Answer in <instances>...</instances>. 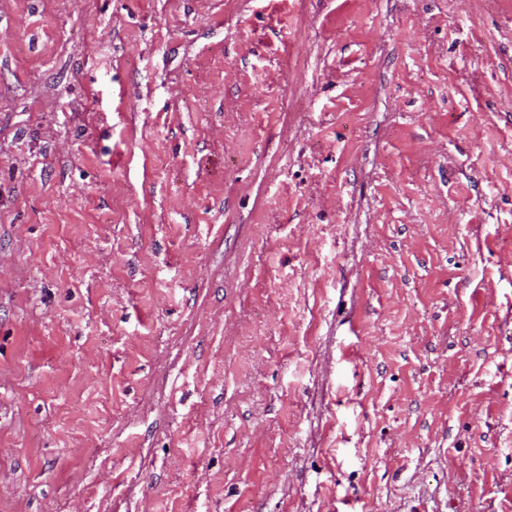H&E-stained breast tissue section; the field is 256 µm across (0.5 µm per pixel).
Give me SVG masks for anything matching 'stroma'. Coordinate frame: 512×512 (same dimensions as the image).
<instances>
[{
	"label": "stroma",
	"instance_id": "1",
	"mask_svg": "<svg viewBox=\"0 0 512 512\" xmlns=\"http://www.w3.org/2000/svg\"><path fill=\"white\" fill-rule=\"evenodd\" d=\"M0 512H512V0H0Z\"/></svg>",
	"mask_w": 512,
	"mask_h": 512
}]
</instances>
